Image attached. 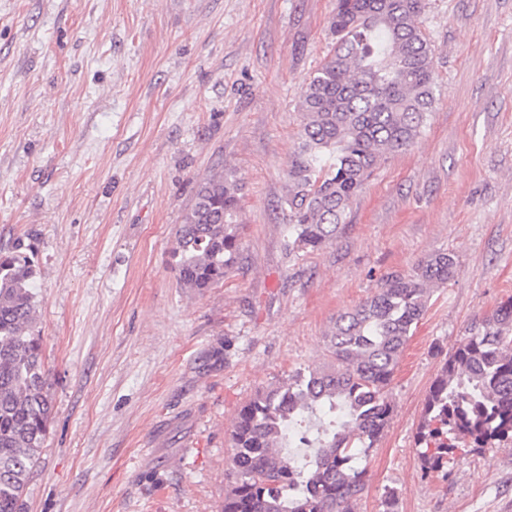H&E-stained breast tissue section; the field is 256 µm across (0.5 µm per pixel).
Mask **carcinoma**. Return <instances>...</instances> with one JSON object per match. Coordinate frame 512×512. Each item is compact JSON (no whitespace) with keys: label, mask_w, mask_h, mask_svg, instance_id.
<instances>
[{"label":"carcinoma","mask_w":512,"mask_h":512,"mask_svg":"<svg viewBox=\"0 0 512 512\" xmlns=\"http://www.w3.org/2000/svg\"><path fill=\"white\" fill-rule=\"evenodd\" d=\"M426 0H336L334 47L305 83L303 121L280 208L288 253L317 251L346 228L350 205L387 155L408 149L435 103L434 48L419 25ZM240 186L229 173L199 182L173 251L182 287L224 280L239 251ZM456 272L434 252L408 274L336 317L327 334L333 370L270 384L243 406L232 430L235 481L222 512H356L366 469L382 438L402 353L433 289ZM34 261L0 252V512H25L30 475L48 431ZM512 443V299L476 319L443 364L425 404L417 445L438 472L466 448Z\"/></svg>","instance_id":"cac0c4a2"}]
</instances>
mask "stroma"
Segmentation results:
<instances>
[{
    "mask_svg": "<svg viewBox=\"0 0 512 512\" xmlns=\"http://www.w3.org/2000/svg\"><path fill=\"white\" fill-rule=\"evenodd\" d=\"M335 0H0V249L36 265L51 421L26 512H221L249 400L332 363L336 316L427 254L456 261L388 387L357 512H512V446L422 469L429 388L512 298V0H427L436 101L335 242L294 257L278 206ZM233 171L224 280L181 288L198 183Z\"/></svg>",
    "mask_w": 512,
    "mask_h": 512,
    "instance_id": "1",
    "label": "stroma"
}]
</instances>
